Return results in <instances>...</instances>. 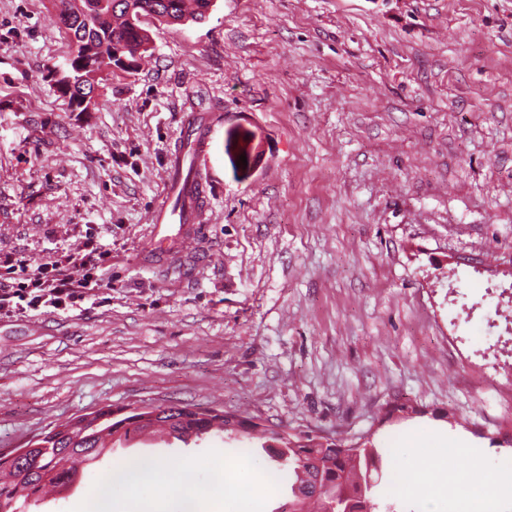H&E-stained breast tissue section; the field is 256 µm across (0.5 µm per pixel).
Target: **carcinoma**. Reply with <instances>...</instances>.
Here are the masks:
<instances>
[{"label":"carcinoma","instance_id":"carcinoma-1","mask_svg":"<svg viewBox=\"0 0 512 512\" xmlns=\"http://www.w3.org/2000/svg\"><path fill=\"white\" fill-rule=\"evenodd\" d=\"M54 0L56 14L66 16L64 33L69 52L66 69L48 72L68 97L75 112H86L81 98L95 93L118 73L131 74L150 50V23L199 22L209 15L212 0ZM96 423L78 417L64 429L44 434L39 447L22 461L0 456V512L21 509L43 500L49 493L69 490L83 468L115 442L139 438L148 428L186 441L222 433L229 438L245 435L260 442L270 461L285 470L290 498L286 512H336L345 500L353 512H378L375 488L381 478L382 449L371 434L344 445L309 434L279 431L251 417L199 407L160 405L154 411L129 412L117 419L112 409L98 412Z\"/></svg>","mask_w":512,"mask_h":512}]
</instances>
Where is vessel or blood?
Masks as SVG:
<instances>
[{
    "mask_svg": "<svg viewBox=\"0 0 512 512\" xmlns=\"http://www.w3.org/2000/svg\"><path fill=\"white\" fill-rule=\"evenodd\" d=\"M216 119L210 114H190L182 120V135L189 144L173 154L167 174V201L152 215L156 234L165 225H178L182 242H189L195 224L201 223L206 205L203 191L209 148Z\"/></svg>",
    "mask_w": 512,
    "mask_h": 512,
    "instance_id": "1",
    "label": "vessel or blood"
}]
</instances>
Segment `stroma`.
<instances>
[{
    "label": "stroma",
    "instance_id": "35a3bbf8",
    "mask_svg": "<svg viewBox=\"0 0 512 512\" xmlns=\"http://www.w3.org/2000/svg\"><path fill=\"white\" fill-rule=\"evenodd\" d=\"M52 0H0V249L42 258L93 235L112 259L76 305L0 315V451L101 409L177 403L290 433L357 440L387 460L454 412L491 480L512 434V0H213L150 25L137 72L72 111L46 70L67 42ZM219 116L203 224L156 248L152 212L178 117ZM248 164H240L242 154ZM411 403L420 417L382 424ZM155 459L138 512L222 480L214 462L288 484L250 440L131 443L25 512H85L111 471ZM399 512L454 502L377 488Z\"/></svg>",
    "mask_w": 512,
    "mask_h": 512
}]
</instances>
